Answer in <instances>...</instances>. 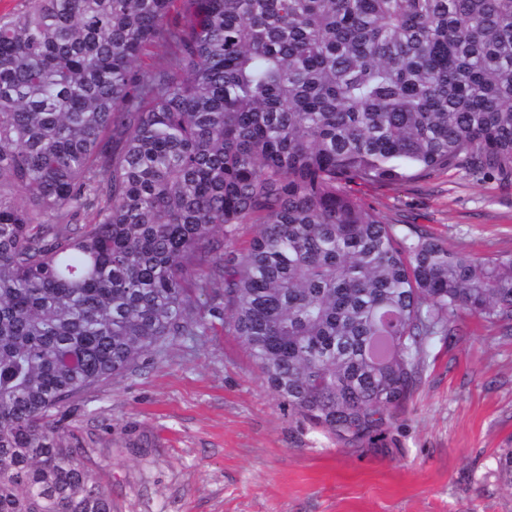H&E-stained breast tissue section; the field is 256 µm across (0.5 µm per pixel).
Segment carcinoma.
<instances>
[{
	"label": "carcinoma",
	"mask_w": 512,
	"mask_h": 512,
	"mask_svg": "<svg viewBox=\"0 0 512 512\" xmlns=\"http://www.w3.org/2000/svg\"><path fill=\"white\" fill-rule=\"evenodd\" d=\"M183 2L0 17V512H112L64 409L206 327L195 288L224 284L269 387L355 448L382 445L433 337L512 325V256L355 193L512 177V0Z\"/></svg>",
	"instance_id": "cac0c4a2"
}]
</instances>
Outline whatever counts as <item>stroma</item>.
<instances>
[{
	"label": "stroma",
	"instance_id": "1",
	"mask_svg": "<svg viewBox=\"0 0 512 512\" xmlns=\"http://www.w3.org/2000/svg\"><path fill=\"white\" fill-rule=\"evenodd\" d=\"M357 195L449 248L512 255V180L452 170ZM200 292L197 336H177L71 407L96 449L112 512H512L497 467L512 448V330L475 318L429 347L421 386L382 448L312 429L267 385Z\"/></svg>",
	"mask_w": 512,
	"mask_h": 512
}]
</instances>
